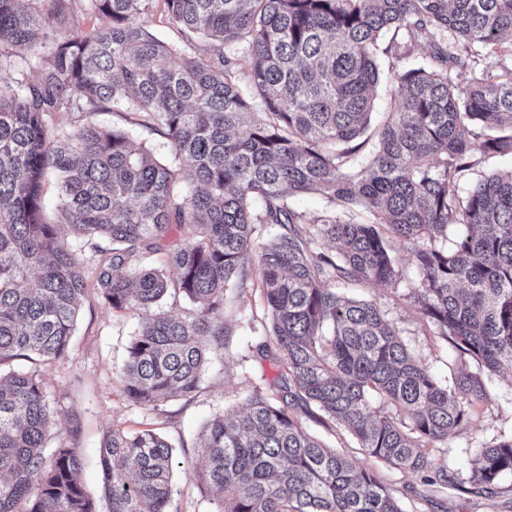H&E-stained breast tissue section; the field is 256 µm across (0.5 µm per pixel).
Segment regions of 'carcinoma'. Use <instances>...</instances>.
<instances>
[{"mask_svg": "<svg viewBox=\"0 0 512 512\" xmlns=\"http://www.w3.org/2000/svg\"><path fill=\"white\" fill-rule=\"evenodd\" d=\"M70 2L0 0V512H95L77 415L45 451L59 411L37 367L66 358L88 291L82 256L44 220L49 174L61 223L93 241V289L142 317L120 375L133 404L192 398L233 335L231 285L254 280L265 298L269 326L249 351L278 374L253 387L245 413L206 424L204 468L189 473L215 512H402L396 489L306 432L300 411L424 484L499 493L512 436L479 449L466 482L429 449L470 424L488 376L512 371V171L459 196L474 151L512 154V69L465 89L452 77L484 53L512 55V0H163L186 42L205 39L200 53L147 31L153 0H82L109 23L59 34ZM389 31L426 40L431 55L395 73L372 129ZM256 97L265 112L247 125ZM129 99L130 125L158 129L175 163L124 129L60 137L50 125ZM309 192L374 222L310 219L289 203ZM396 243L416 270L409 295L460 358L449 379L406 349L377 303L342 292L398 284ZM157 254L166 269L142 265ZM169 296L192 308L155 311ZM98 463L106 512H169L178 462L162 436L112 430Z\"/></svg>", "mask_w": 512, "mask_h": 512, "instance_id": "carcinoma-1", "label": "carcinoma"}]
</instances>
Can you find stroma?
<instances>
[{
  "label": "stroma",
  "mask_w": 512,
  "mask_h": 512,
  "mask_svg": "<svg viewBox=\"0 0 512 512\" xmlns=\"http://www.w3.org/2000/svg\"><path fill=\"white\" fill-rule=\"evenodd\" d=\"M397 42V53L379 57L381 78L374 90V110L379 114L390 110L395 71L423 65L428 54L424 40L401 36ZM126 118V111L119 109L58 115L52 123L60 134L70 133L89 122L106 128L126 127L134 145L148 148L161 161L173 162L174 157L160 132L128 126ZM395 255L402 273L399 285L381 287L363 283L349 287L347 294L378 303L397 327L408 350L439 377H449L456 368L454 348L423 321L408 295V282L415 273L408 263L407 253L400 247ZM263 317L264 301L259 288L236 291L233 308L226 315L234 333L222 358L213 360L207 367L192 399L172 400L152 411L134 405L118 381L138 327V317L112 309L104 304L96 291L87 292L80 302L76 331L66 359L42 366L41 378L48 402L60 411L56 439L66 437L69 414L78 413L82 419L80 446L86 458L82 480L98 512H103L105 498L96 450L104 435L114 429L133 433L144 428H153L162 434L183 464L182 470L175 473L170 512H214L204 491L187 479L184 470L203 464L197 455V447L205 423L227 411H244L254 385L260 379L275 377V366L252 358L248 351L249 345L259 338L258 329ZM488 393L489 399L478 408L473 426L451 435L447 447L434 451L437 458L447 463L450 471L463 479L471 475L477 448L496 442L501 434L512 432V373L492 375ZM302 423L326 445L344 453L356 466L373 472L395 487L403 512H512L511 476L502 479V493L492 497L464 494L451 487L430 488L421 485L419 478L363 454L340 425L330 421L322 424L307 417Z\"/></svg>",
  "instance_id": "35a3bbf8"
}]
</instances>
